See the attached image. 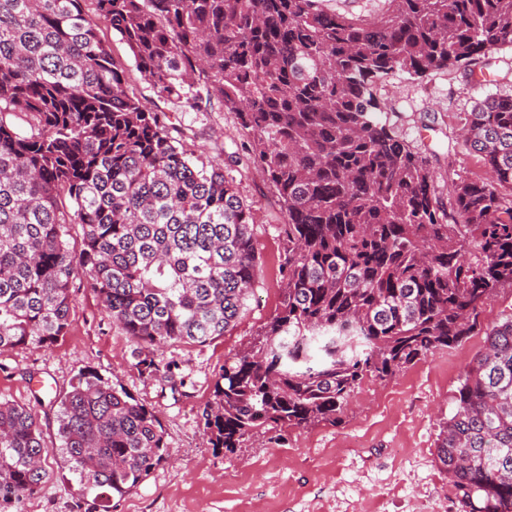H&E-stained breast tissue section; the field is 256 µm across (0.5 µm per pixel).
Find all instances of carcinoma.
Wrapping results in <instances>:
<instances>
[{
  "label": "carcinoma",
  "instance_id": "obj_1",
  "mask_svg": "<svg viewBox=\"0 0 512 512\" xmlns=\"http://www.w3.org/2000/svg\"><path fill=\"white\" fill-rule=\"evenodd\" d=\"M82 2L0 0V351L64 338L82 276L141 371L171 381L159 348L226 335L260 276L224 165L196 163L127 90L96 14L158 97L235 114L285 217L281 305L202 412L214 453L340 422L365 379L460 345L512 288V97L470 114L463 145L490 177L451 180L446 203L376 97L397 70L474 75L512 45V0H386L373 17L322 0H91L93 15ZM455 400L439 463L466 512H512V317ZM51 404L53 448L35 408L0 400V512L42 489L52 453L102 512L165 455L157 416L95 372Z\"/></svg>",
  "mask_w": 512,
  "mask_h": 512
}]
</instances>
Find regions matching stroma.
Instances as JSON below:
<instances>
[{
	"label": "stroma",
	"mask_w": 512,
	"mask_h": 512,
	"mask_svg": "<svg viewBox=\"0 0 512 512\" xmlns=\"http://www.w3.org/2000/svg\"><path fill=\"white\" fill-rule=\"evenodd\" d=\"M112 49L129 89L168 113L176 138L198 162L217 161L224 152L236 156L224 173L252 209L262 274L229 334L163 349L179 364L183 382L176 386L141 373L133 343L86 280H76L67 336L49 348L0 352V399L30 405L42 397L38 412L50 447L57 425L49 400L82 369L123 386L157 413L167 452L136 488L112 499L110 512H463L437 460L441 420L454 410L459 379L483 349L486 332L512 315V289L482 305L477 329L459 346L428 354L390 379L365 380L342 423L271 430L249 438L236 453H214L201 414L225 361L249 345L280 305L284 216L233 114L157 99L126 45L116 41ZM484 71L482 82L459 69L423 78L397 71L379 86L382 120L428 159L440 194H447L449 179L485 172L459 133L477 100L512 95V47L493 50ZM48 470L43 490L17 504L16 512H95L61 459H52Z\"/></svg>",
	"instance_id": "obj_1"
}]
</instances>
